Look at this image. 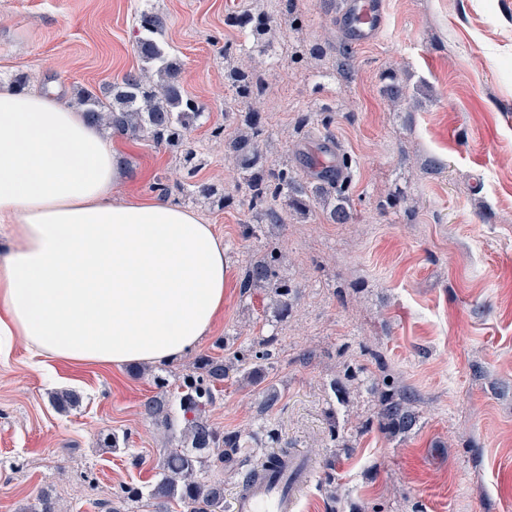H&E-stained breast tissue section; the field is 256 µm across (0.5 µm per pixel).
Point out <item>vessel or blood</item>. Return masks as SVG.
I'll use <instances>...</instances> for the list:
<instances>
[{"mask_svg":"<svg viewBox=\"0 0 512 512\" xmlns=\"http://www.w3.org/2000/svg\"><path fill=\"white\" fill-rule=\"evenodd\" d=\"M334 20L351 42L369 43L383 24V0H338ZM311 476L308 460L292 457L284 468L238 493L233 512H296L297 495Z\"/></svg>","mask_w":512,"mask_h":512,"instance_id":"obj_1","label":"vessel or blood"}]
</instances>
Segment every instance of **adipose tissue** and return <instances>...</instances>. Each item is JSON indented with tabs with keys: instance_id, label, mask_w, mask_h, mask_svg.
<instances>
[{
	"instance_id": "obj_1",
	"label": "adipose tissue",
	"mask_w": 512,
	"mask_h": 512,
	"mask_svg": "<svg viewBox=\"0 0 512 512\" xmlns=\"http://www.w3.org/2000/svg\"><path fill=\"white\" fill-rule=\"evenodd\" d=\"M123 150L55 97L0 87V335L120 367L193 349L224 310V242L193 211L119 199Z\"/></svg>"
}]
</instances>
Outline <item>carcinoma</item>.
Segmentation results:
<instances>
[{"label": "carcinoma", "mask_w": 512, "mask_h": 512, "mask_svg": "<svg viewBox=\"0 0 512 512\" xmlns=\"http://www.w3.org/2000/svg\"><path fill=\"white\" fill-rule=\"evenodd\" d=\"M274 17L268 13L241 12L236 18L239 28L248 31L259 43L271 30ZM164 27L163 18L154 12L139 15L141 38L139 51L150 68L126 73L112 86L110 99L100 98L94 91L78 92L73 104L100 126L121 134H148L158 144L179 145L187 131L202 115V107L189 97L182 86L181 67L157 36ZM229 77L235 86L236 97L250 101L263 90L260 79L252 71L233 67ZM244 128L230 139L229 153L241 169L242 180L237 185L241 201L255 212L260 222L281 224L283 218L272 206L281 197L297 210L307 208L310 199L318 198L329 208V218L336 224L349 220V199L345 196L344 179L324 183L312 177L311 185H303L296 173L288 168L268 171L264 167L260 140L269 137V130L261 122L259 113L247 112ZM333 141L329 134L316 150L305 155L306 167L327 173L336 167L348 169L349 160L336 155L328 146ZM280 253L271 248L257 260L250 261L240 284L246 294L253 288L267 289L274 317H288L298 295V286L281 274ZM269 351L256 354L234 352L228 357L206 354L197 358L192 371L182 375L175 392H161L142 404L143 414L160 422L177 440V446L164 449L159 471L151 484L126 486L118 499L122 502L143 503L149 512H170L173 502L185 512H224V479L217 474L240 465L243 448L241 434L224 432L209 422L206 411L216 400V392L235 371L252 385L265 380L264 361ZM377 397L376 417L383 429L391 435L408 434L418 424L414 409L416 396L408 388L393 381L382 380L372 388ZM55 409L68 412L80 407L81 394L73 389L51 395ZM30 512H57L56 500L44 491L37 492Z\"/></svg>", "instance_id": "1"}]
</instances>
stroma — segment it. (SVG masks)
Returning <instances> with one entry per match:
<instances>
[{
    "mask_svg": "<svg viewBox=\"0 0 512 512\" xmlns=\"http://www.w3.org/2000/svg\"><path fill=\"white\" fill-rule=\"evenodd\" d=\"M292 5L293 21H278L254 54L259 100L240 103L224 72L245 63L224 56L242 39L229 18L274 11V0H0V84L24 72L67 103L144 68L137 17L164 18L160 40L203 115L182 148L104 130L127 145L132 179L117 194L168 185L169 201L213 225L227 260L223 314L167 364L36 357L20 337L0 336V512H26L40 490L59 512H99L121 486L147 484L166 445L164 427L142 413L156 376L176 383L216 340L233 352L268 335L278 403L263 409L261 388L233 373L207 417L242 432L250 464L283 448L311 462L297 512H512V0H384L383 27L366 45L336 27V0ZM392 80L405 100H389ZM252 110L271 132L261 149L272 168L306 174L300 152L325 132L340 143L348 223L330 221L319 200L300 212L281 199L283 224L243 236L255 217L232 195L239 171L224 139ZM188 183L217 194L180 193ZM272 246L300 285L280 323L264 289L239 288L248 260ZM348 367L357 376L338 405L333 384ZM386 377L416 395L408 434L373 421L369 387ZM65 388L83 402L61 413L49 397ZM109 432L122 436L119 450L98 447Z\"/></svg>",
    "mask_w": 512,
    "mask_h": 512,
    "instance_id": "35a3bbf8",
    "label": "stroma"
}]
</instances>
